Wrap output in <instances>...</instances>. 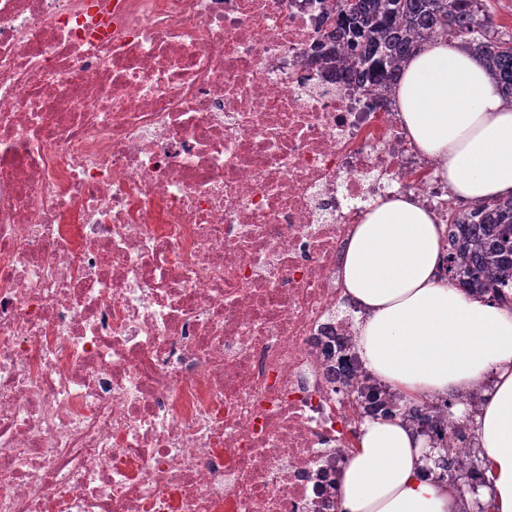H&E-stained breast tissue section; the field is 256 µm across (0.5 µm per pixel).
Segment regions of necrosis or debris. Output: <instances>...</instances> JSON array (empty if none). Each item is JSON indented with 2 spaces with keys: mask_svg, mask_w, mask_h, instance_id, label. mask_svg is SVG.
Here are the masks:
<instances>
[{
  "mask_svg": "<svg viewBox=\"0 0 512 512\" xmlns=\"http://www.w3.org/2000/svg\"><path fill=\"white\" fill-rule=\"evenodd\" d=\"M323 2L0 0V512H336L347 227L451 197Z\"/></svg>",
  "mask_w": 512,
  "mask_h": 512,
  "instance_id": "1",
  "label": "necrosis or debris"
}]
</instances>
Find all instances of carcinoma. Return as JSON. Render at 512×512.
I'll return each mask as SVG.
<instances>
[{
    "label": "carcinoma",
    "instance_id": "cac0c4a2",
    "mask_svg": "<svg viewBox=\"0 0 512 512\" xmlns=\"http://www.w3.org/2000/svg\"><path fill=\"white\" fill-rule=\"evenodd\" d=\"M327 51L332 64L349 55L358 65L359 87L377 93V107H395V91L409 59L425 45L441 40L468 48L512 103V32L493 25L489 0H329ZM445 276L448 284L466 293L487 295L512 304V197L458 202L448 208ZM365 416L399 417L415 433H423L436 448L432 462L438 479L456 488L459 512H470L463 480L484 479L481 450L467 424L438 425L432 413L451 414L461 396L416 404L397 391L378 388L370 394ZM431 421L418 430L412 421ZM468 448L459 460L457 449Z\"/></svg>",
    "mask_w": 512,
    "mask_h": 512
}]
</instances>
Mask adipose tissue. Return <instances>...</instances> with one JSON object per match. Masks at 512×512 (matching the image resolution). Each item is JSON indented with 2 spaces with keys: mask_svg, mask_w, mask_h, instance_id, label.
I'll return each mask as SVG.
<instances>
[{
  "mask_svg": "<svg viewBox=\"0 0 512 512\" xmlns=\"http://www.w3.org/2000/svg\"><path fill=\"white\" fill-rule=\"evenodd\" d=\"M395 104L453 197L512 196V105L469 51L440 43L417 53ZM444 253V225L391 192L351 225L339 278L359 310V353L379 380L417 402L481 390L474 435L489 464L481 498L512 512V305L448 285ZM430 453L400 418H364L336 484L338 512H458Z\"/></svg>",
  "mask_w": 512,
  "mask_h": 512,
  "instance_id": "1",
  "label": "adipose tissue"
}]
</instances>
